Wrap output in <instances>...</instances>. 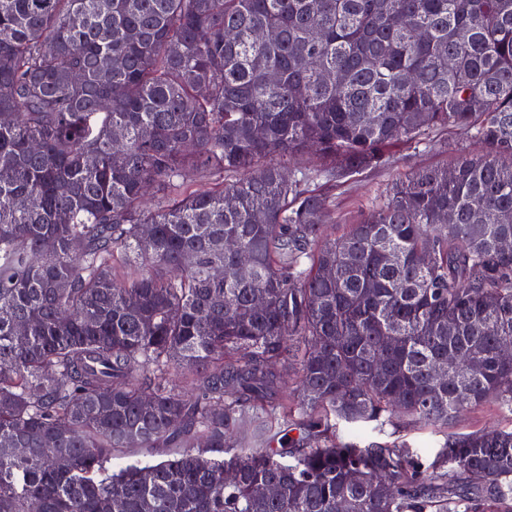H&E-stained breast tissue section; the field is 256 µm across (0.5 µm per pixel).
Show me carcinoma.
I'll use <instances>...</instances> for the list:
<instances>
[{"mask_svg":"<svg viewBox=\"0 0 512 512\" xmlns=\"http://www.w3.org/2000/svg\"><path fill=\"white\" fill-rule=\"evenodd\" d=\"M448 127L340 234L306 189ZM506 240L512 0H0V512H512V430L448 433L512 415ZM511 426L512 420L509 415L500 413L492 404H488L467 413L448 429V433L464 435L475 431L507 430ZM400 434L405 435L404 439L410 444V450L422 467H428L435 460L441 449L440 443L443 442V438L430 428L412 429ZM163 459H167V457L161 455V453H156L154 450L144 448L127 449L123 452H117L115 456H112V459L103 463L102 475L118 472L121 468L132 463L139 462L144 465L146 463H155Z\"/></svg>","mask_w":512,"mask_h":512,"instance_id":"carcinoma-1","label":"carcinoma"}]
</instances>
